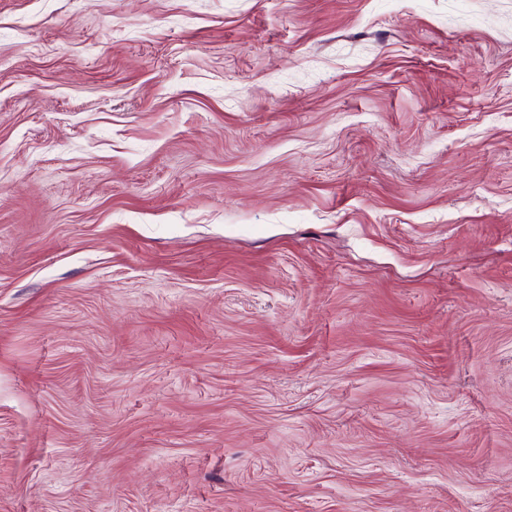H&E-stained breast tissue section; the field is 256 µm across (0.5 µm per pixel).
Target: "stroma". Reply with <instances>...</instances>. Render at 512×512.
<instances>
[{"label": "stroma", "mask_w": 512, "mask_h": 512, "mask_svg": "<svg viewBox=\"0 0 512 512\" xmlns=\"http://www.w3.org/2000/svg\"><path fill=\"white\" fill-rule=\"evenodd\" d=\"M0 512H512V0H0Z\"/></svg>", "instance_id": "1"}]
</instances>
